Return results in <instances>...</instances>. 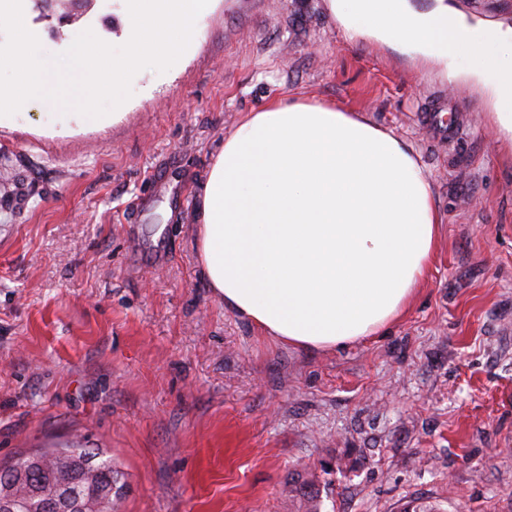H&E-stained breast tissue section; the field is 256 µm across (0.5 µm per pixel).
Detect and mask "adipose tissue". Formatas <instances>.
<instances>
[{"label":"adipose tissue","instance_id":"obj_1","mask_svg":"<svg viewBox=\"0 0 512 512\" xmlns=\"http://www.w3.org/2000/svg\"><path fill=\"white\" fill-rule=\"evenodd\" d=\"M348 38L444 64L467 45L495 125L512 142V32L467 26L409 0H330ZM196 243L225 310L304 350L381 334L410 305L441 218L415 151L392 131L325 104L280 98L227 136L204 184Z\"/></svg>","mask_w":512,"mask_h":512}]
</instances>
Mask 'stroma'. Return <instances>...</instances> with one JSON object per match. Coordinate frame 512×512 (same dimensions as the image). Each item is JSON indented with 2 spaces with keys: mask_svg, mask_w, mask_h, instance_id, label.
Wrapping results in <instances>:
<instances>
[{
  "mask_svg": "<svg viewBox=\"0 0 512 512\" xmlns=\"http://www.w3.org/2000/svg\"><path fill=\"white\" fill-rule=\"evenodd\" d=\"M512 29V0H410ZM44 55L92 30L125 42L126 0L62 14L23 0ZM349 39L329 0H209L167 72L100 120L42 99L0 118V459L78 443L126 475L121 512H512V144L474 60ZM393 131L443 226L407 313L325 352L262 337L201 274L196 209L246 113L279 97ZM291 505L304 509L305 512H318L320 489L315 481L303 472H298L292 478Z\"/></svg>",
  "mask_w": 512,
  "mask_h": 512,
  "instance_id": "stroma-1",
  "label": "stroma"
}]
</instances>
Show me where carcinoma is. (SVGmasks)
I'll list each match as a JSON object with an SVG mask.
<instances>
[{"label":"carcinoma","instance_id":"obj_1","mask_svg":"<svg viewBox=\"0 0 512 512\" xmlns=\"http://www.w3.org/2000/svg\"><path fill=\"white\" fill-rule=\"evenodd\" d=\"M12 483L17 512H93L108 500L119 512L127 482L112 459L77 445L20 456L0 463V486ZM292 506L319 512L320 489L303 472L292 478Z\"/></svg>","mask_w":512,"mask_h":512}]
</instances>
